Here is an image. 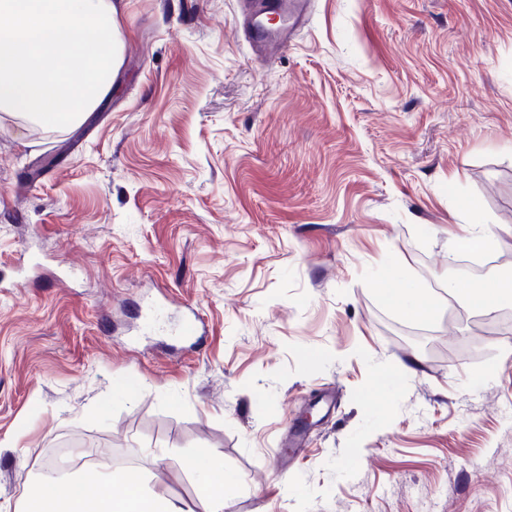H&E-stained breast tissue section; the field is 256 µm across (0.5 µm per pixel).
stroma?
<instances>
[{
	"instance_id": "obj_1",
	"label": "stroma",
	"mask_w": 512,
	"mask_h": 512,
	"mask_svg": "<svg viewBox=\"0 0 512 512\" xmlns=\"http://www.w3.org/2000/svg\"><path fill=\"white\" fill-rule=\"evenodd\" d=\"M119 2L95 111L0 112V512L67 438L193 506L209 450L224 512H512V304L448 295L470 201L512 272V0H309L270 61L241 0ZM421 295L420 286L409 280L403 281L401 289L390 293L392 305L401 312L412 316H420L428 312L420 303ZM185 468L198 477V505L203 512L224 510V487L230 482L224 463L218 456L198 451L186 457Z\"/></svg>"
}]
</instances>
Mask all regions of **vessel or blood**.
<instances>
[{
  "label": "vessel or blood",
  "mask_w": 512,
  "mask_h": 512,
  "mask_svg": "<svg viewBox=\"0 0 512 512\" xmlns=\"http://www.w3.org/2000/svg\"><path fill=\"white\" fill-rule=\"evenodd\" d=\"M307 2L308 0H277L274 7L287 18L288 23L272 32L262 21L267 10L264 0H247V14L254 19L253 24L248 25L247 31L259 53L275 55L287 47L294 27L300 26L305 20Z\"/></svg>",
  "instance_id": "1"
}]
</instances>
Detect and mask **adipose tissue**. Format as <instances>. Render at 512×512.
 Returning a JSON list of instances; mask_svg holds the SVG:
<instances>
[{"mask_svg":"<svg viewBox=\"0 0 512 512\" xmlns=\"http://www.w3.org/2000/svg\"><path fill=\"white\" fill-rule=\"evenodd\" d=\"M448 291L461 297L472 311L487 313L502 303L512 302V275L498 276L466 289L452 285ZM184 464L198 477L201 512H223L224 489L230 479L224 472L222 459L199 451L187 456ZM96 478L91 469L68 470L50 478L48 488H27L23 512H186L164 492L159 475L145 477L132 471L121 472L119 480L127 492L117 499L90 495L89 483Z\"/></svg>","mask_w":512,"mask_h":512,"instance_id":"adipose-tissue-1","label":"adipose tissue"}]
</instances>
